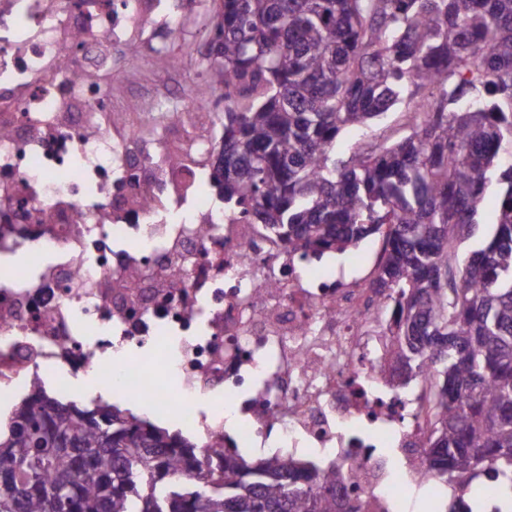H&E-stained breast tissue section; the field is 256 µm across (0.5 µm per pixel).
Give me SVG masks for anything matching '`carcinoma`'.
<instances>
[{"instance_id": "1", "label": "carcinoma", "mask_w": 512, "mask_h": 512, "mask_svg": "<svg viewBox=\"0 0 512 512\" xmlns=\"http://www.w3.org/2000/svg\"><path fill=\"white\" fill-rule=\"evenodd\" d=\"M204 60L224 91V207L304 256L381 233L392 305L378 377L427 388L423 477L502 484L512 512V0H213ZM403 107L410 133L333 157L350 127ZM497 221L475 234L488 183ZM0 428V512H360L343 469L294 457L206 459L117 408L55 406L40 382Z\"/></svg>"}]
</instances>
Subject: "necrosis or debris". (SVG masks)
<instances>
[{
    "mask_svg": "<svg viewBox=\"0 0 512 512\" xmlns=\"http://www.w3.org/2000/svg\"><path fill=\"white\" fill-rule=\"evenodd\" d=\"M157 7L0 0V418L36 377L62 402L95 374L144 414L177 416L200 455L223 447L233 412L235 447L334 455L362 512H404L426 428L418 396L375 371L387 302L225 212L213 128L176 110L152 138V113L125 134L105 120L112 54ZM156 351L174 387L142 371ZM385 447L401 473L381 475Z\"/></svg>",
    "mask_w": 512,
    "mask_h": 512,
    "instance_id": "4bbe7bcc",
    "label": "necrosis or debris"
}]
</instances>
